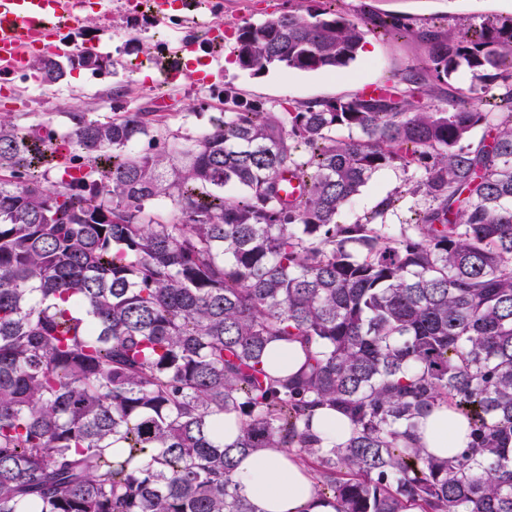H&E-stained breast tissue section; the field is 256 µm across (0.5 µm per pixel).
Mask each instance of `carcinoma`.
<instances>
[{
    "mask_svg": "<svg viewBox=\"0 0 512 512\" xmlns=\"http://www.w3.org/2000/svg\"><path fill=\"white\" fill-rule=\"evenodd\" d=\"M374 32L429 45L409 82L464 68L484 106L372 93L268 112L229 93L196 134L142 111L74 106L62 134L0 116V512H253L235 469L267 448L335 512H512V16L416 31L288 11L242 26L237 61L336 72ZM103 63L32 68L54 85ZM149 136L172 148L135 150ZM394 163L430 202L412 233L378 222L393 195L338 223ZM276 340L300 344L295 374L266 368ZM440 403L470 430L452 457L415 439ZM318 408L349 437L323 447Z\"/></svg>",
    "mask_w": 512,
    "mask_h": 512,
    "instance_id": "obj_1",
    "label": "carcinoma"
}]
</instances>
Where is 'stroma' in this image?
Returning <instances> with one entry per match:
<instances>
[{
  "mask_svg": "<svg viewBox=\"0 0 512 512\" xmlns=\"http://www.w3.org/2000/svg\"><path fill=\"white\" fill-rule=\"evenodd\" d=\"M224 53L208 84L196 81L195 71L166 87H157L158 74L151 62L155 44L164 33L146 13L126 10L124 0H102L101 7L88 10L71 32L81 42L95 45L109 59V67L94 73L80 66L68 68L65 79L52 86H41L32 96L18 91L17 81L0 89V113L22 126L51 120L57 132L66 128L65 114L81 106L93 115L105 117L125 110L147 109L161 112L170 129L194 132L206 128L212 113L223 111L219 91L232 89L240 98L262 102L268 111L279 112L287 105L310 100H332L364 94L367 87L382 91L406 88L411 70L427 57L428 46L415 33L412 36L382 37L370 34L363 51L346 69L336 73H316L271 69L261 74L241 69L235 61L237 30L247 23L268 18L289 9L312 8L313 0H223ZM332 9L359 20L364 9L406 16L416 30L428 26L454 27L480 23L488 16H512V0H333ZM472 79L459 70L440 83L429 79L415 85L417 104L441 107L449 92L468 91ZM413 171L391 165L376 172L367 185L344 207L339 223L362 219L385 196L399 194L400 200L388 210L382 222L389 234L414 223L424 210L423 198L406 194L414 180Z\"/></svg>",
  "mask_w": 512,
  "mask_h": 512,
  "instance_id": "35a3bbf8",
  "label": "stroma"
}]
</instances>
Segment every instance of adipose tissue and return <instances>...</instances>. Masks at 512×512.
<instances>
[{"mask_svg": "<svg viewBox=\"0 0 512 512\" xmlns=\"http://www.w3.org/2000/svg\"><path fill=\"white\" fill-rule=\"evenodd\" d=\"M468 433L466 421L443 403L421 420L417 442L429 454L451 456L468 445ZM236 480L254 512H334L315 496L305 467L277 449L241 459Z\"/></svg>", "mask_w": 512, "mask_h": 512, "instance_id": "obj_1", "label": "adipose tissue"}]
</instances>
